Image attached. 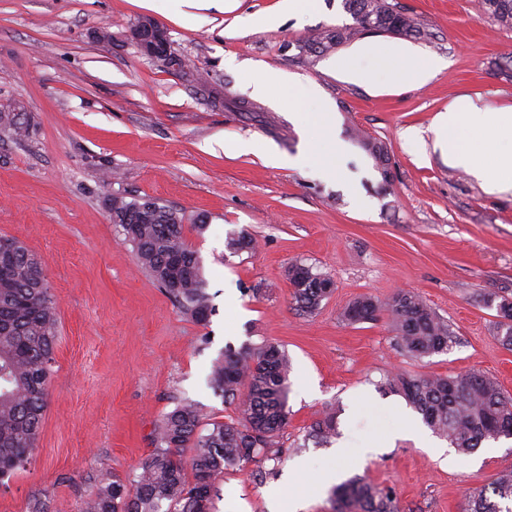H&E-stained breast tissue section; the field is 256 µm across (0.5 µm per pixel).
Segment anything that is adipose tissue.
I'll return each instance as SVG.
<instances>
[{"mask_svg": "<svg viewBox=\"0 0 512 512\" xmlns=\"http://www.w3.org/2000/svg\"><path fill=\"white\" fill-rule=\"evenodd\" d=\"M441 66L440 60L416 45L393 47L375 42L358 44L331 61L338 78L371 90L384 88L391 80L422 87ZM306 95L319 106L314 123L324 132L325 140L291 158L290 164L305 168L317 161L334 170L344 144L337 133L333 104L315 84L307 85ZM429 131L433 151L449 164L465 169L487 192L512 194V104L490 108L472 97L460 96L435 114Z\"/></svg>", "mask_w": 512, "mask_h": 512, "instance_id": "obj_1", "label": "adipose tissue"}]
</instances>
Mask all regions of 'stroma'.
<instances>
[{"label":"stroma","instance_id":"obj_1","mask_svg":"<svg viewBox=\"0 0 512 512\" xmlns=\"http://www.w3.org/2000/svg\"><path fill=\"white\" fill-rule=\"evenodd\" d=\"M279 0H234L199 24L181 0L158 21L177 69L142 55L130 29L151 12L137 0H0V111L22 107L31 133L17 141L0 126V238L15 237L42 260L58 303L60 341L42 431L24 470L0 484V512H79L98 481L130 482L153 448L160 417L183 399L221 419L207 384L220 351L264 343L291 362L288 425L277 458L217 477L216 512H332L330 490L312 479L336 468L394 491L402 512H463L469 496L512 468V439L455 457L446 439L423 448L400 433L410 407L379 384L397 371L456 376L479 371L512 394V350L497 339L494 296L512 297V195H494L462 169L405 138L430 139L436 112L469 94L512 103V29L481 0H398L423 23L414 40L374 31L355 42H413L443 60L424 87L382 93L346 83L330 55L298 46L352 24L342 0H316L304 15ZM279 13L276 26L256 16ZM111 44L93 39L99 28ZM277 78L255 94L263 74ZM331 100L347 149L337 174L290 167L312 127L308 83ZM296 96L288 109V96ZM251 111L239 112L237 101ZM387 148L391 178L355 140ZM258 150L240 151V143ZM121 177L108 181L105 170ZM150 197L186 218L207 216L187 240L203 264L213 311L196 322L139 263L105 207L108 197ZM253 235L255 252L228 249ZM296 262L333 282L312 314L298 311L286 277ZM399 289L420 295L447 321L448 351L404 355L387 317L350 324L343 308L361 295L386 301ZM339 437L364 449L304 444L324 411Z\"/></svg>","mask_w":512,"mask_h":512}]
</instances>
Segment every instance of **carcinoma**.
<instances>
[{
	"mask_svg": "<svg viewBox=\"0 0 512 512\" xmlns=\"http://www.w3.org/2000/svg\"><path fill=\"white\" fill-rule=\"evenodd\" d=\"M355 26L327 30L306 40L309 54L328 53L359 31L400 36L425 35V27L389 0H342ZM484 13L512 29V0H482ZM363 147L377 169L386 172V147L370 137ZM139 200L112 196V219L123 224L141 265L179 306L199 322L212 312L202 261L188 244L185 217L155 203L152 211L137 210L134 224L125 223ZM9 259L0 270V481L25 467L37 446L49 403L54 353L59 342L58 306L47 285L40 258L16 238L6 239ZM292 298L312 314L331 294V279L303 264L288 267ZM496 305L500 343L512 349V307ZM387 314L398 347L422 358L448 350L453 335L448 323L415 293L398 291L379 302L361 296L342 311L349 323L375 321ZM289 360L280 345L267 343L249 350H224L210 366L208 383L234 407L226 421L209 417L201 405L178 403L157 422L154 448L138 467L134 492L120 480L102 482L84 501L80 512H213L215 486L227 467L261 464L288 425ZM384 389L401 394L436 434L446 438L465 458L483 442L512 438V395L479 372L416 375L398 372ZM336 435V413L328 411L309 426L308 438L326 443ZM512 500V469L502 471L490 485L468 501L465 512H512L500 501ZM333 512H401L390 490L360 478L332 491Z\"/></svg>",
	"mask_w": 512,
	"mask_h": 512,
	"instance_id": "carcinoma-1",
	"label": "carcinoma"
}]
</instances>
